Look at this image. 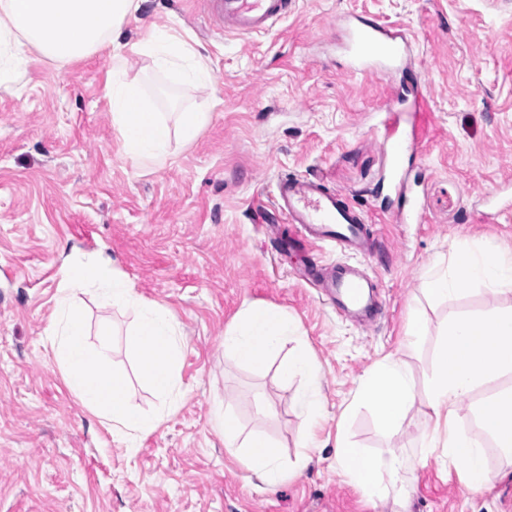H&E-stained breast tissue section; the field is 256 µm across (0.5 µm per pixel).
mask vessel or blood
I'll use <instances>...</instances> for the list:
<instances>
[{
  "mask_svg": "<svg viewBox=\"0 0 512 512\" xmlns=\"http://www.w3.org/2000/svg\"><path fill=\"white\" fill-rule=\"evenodd\" d=\"M220 29L238 34L268 32L287 16L296 0H203ZM347 39L342 50L351 70L376 76L399 69L405 62L408 41L375 20L346 19ZM427 99L420 88L395 85L383 120L382 147L390 158L388 180L392 187L405 181L403 160L420 148L427 125ZM276 203L287 223L298 225L300 237H288L289 247L331 242L362 256L372 252V240L363 213L337 192L328 191L321 179L280 176ZM303 279L326 289L336 298L338 314L354 315L360 327L372 324L378 305L370 277L356 268L342 266L330 277L306 271Z\"/></svg>",
  "mask_w": 512,
  "mask_h": 512,
  "instance_id": "1",
  "label": "vessel or blood"
}]
</instances>
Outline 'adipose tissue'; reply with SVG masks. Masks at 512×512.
Masks as SVG:
<instances>
[{"instance_id":"1","label":"adipose tissue","mask_w":512,"mask_h":512,"mask_svg":"<svg viewBox=\"0 0 512 512\" xmlns=\"http://www.w3.org/2000/svg\"><path fill=\"white\" fill-rule=\"evenodd\" d=\"M143 0H0V94L16 91V78L30 53L69 63L108 53L112 74L105 93L112 103V124L127 157L161 165L170 156L172 138L196 139L209 114L204 109L179 113L169 125L143 99L138 84L125 76L127 53L149 57L153 67L175 82L211 87L208 67L199 53L170 29L153 27L138 42L123 41L124 28L136 17ZM465 283L482 285L497 295L512 293V256L498 246L471 249L450 246L448 258L436 262L421 284L425 296L439 302L456 295ZM224 353L253 369L279 360L282 380H298L297 404L305 416L301 446L314 450L315 428L324 411L321 371L297 322L285 308L249 303L224 331ZM435 367L425 396L419 453L442 451L460 463L471 491L486 489L492 479L512 473V387L486 396L480 407L482 435L457 430L458 403L487 382L512 373V308L445 319L438 329ZM417 392L403 360L388 355L360 380L354 405L370 408L388 432L401 429ZM216 430L228 448L242 449V462L267 487L289 476L275 440L261 433H244L226 404L214 411ZM498 448L489 463L485 441ZM336 463L347 481L373 502L396 494L407 468L404 457L375 456L349 439H339Z\"/></svg>"}]
</instances>
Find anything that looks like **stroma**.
<instances>
[{
	"label": "stroma",
	"mask_w": 512,
	"mask_h": 512,
	"mask_svg": "<svg viewBox=\"0 0 512 512\" xmlns=\"http://www.w3.org/2000/svg\"><path fill=\"white\" fill-rule=\"evenodd\" d=\"M377 18L411 50L406 82L429 95L426 137L402 190L390 188L381 122L390 85L350 71L337 19ZM175 28L207 60L212 92L170 81L129 57L158 112L206 107L197 138L172 140L164 166L145 169L121 150L105 95L111 63L99 54L64 65L34 58L16 94L0 95V512H512V475L472 493L457 464L420 458L423 406L395 433L368 408L342 410L360 377L402 353L417 392L434 367V329L449 316L512 305V294L466 286L430 302L420 291L449 242L490 240L512 251V215L487 219L491 192L512 193V0H299L264 34L218 31L201 0H144L127 29ZM323 179L368 218L364 261L330 245L282 251L291 225L274 207L278 176ZM416 204L421 223L400 222ZM136 294L168 308L186 351L178 410L136 447L112 436L68 389L45 331L57 311L63 263L95 253ZM364 263L381 305L372 329L337 314L299 269ZM285 307L322 372V444L299 464L298 381L257 374L224 354V331L245 304ZM89 336L112 328V361L131 375L146 412L159 400L136 379L124 346L131 312L79 297ZM431 329L403 351L411 309ZM246 431L281 446L291 475L258 486L213 424L215 399ZM373 454L408 460L398 500L372 503L341 474L338 433Z\"/></svg>",
	"instance_id": "35a3bbf8"
}]
</instances>
